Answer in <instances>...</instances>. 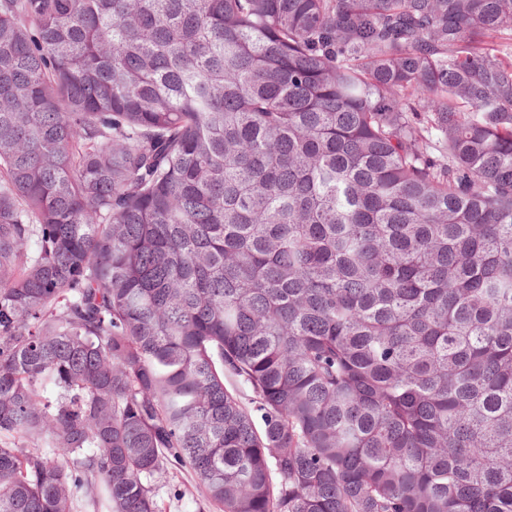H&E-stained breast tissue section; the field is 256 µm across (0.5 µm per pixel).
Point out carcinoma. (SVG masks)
<instances>
[{
    "instance_id": "1",
    "label": "carcinoma",
    "mask_w": 512,
    "mask_h": 512,
    "mask_svg": "<svg viewBox=\"0 0 512 512\" xmlns=\"http://www.w3.org/2000/svg\"><path fill=\"white\" fill-rule=\"evenodd\" d=\"M509 33L0 0V512H512ZM154 483L163 512H197L200 493L189 472L177 471L167 479H156Z\"/></svg>"
}]
</instances>
